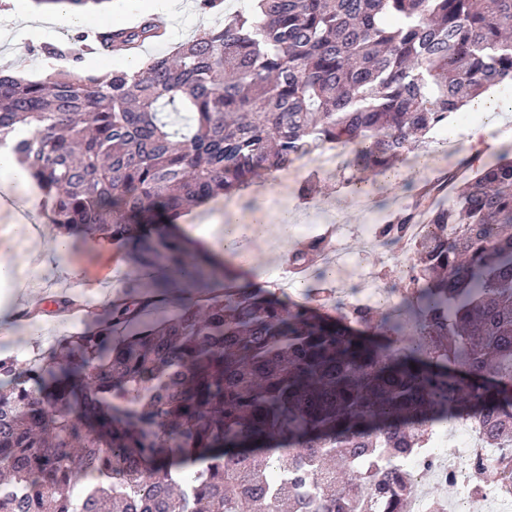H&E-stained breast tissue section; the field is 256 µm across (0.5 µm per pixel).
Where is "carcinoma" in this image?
<instances>
[{
	"label": "carcinoma",
	"mask_w": 512,
	"mask_h": 512,
	"mask_svg": "<svg viewBox=\"0 0 512 512\" xmlns=\"http://www.w3.org/2000/svg\"><path fill=\"white\" fill-rule=\"evenodd\" d=\"M250 11L134 75L0 76V143L60 236L133 248L224 292L136 312V283L25 368L0 357V512H397L390 463L458 418L512 454V159L484 163L444 202L423 188L375 228L384 246L425 210L405 310L316 294L283 304L237 284L190 239L156 227L191 204L334 145L357 180L512 82V0H252ZM159 37L144 21L108 49ZM178 102L187 130L159 118ZM317 236L290 261L318 273Z\"/></svg>",
	"instance_id": "obj_1"
}]
</instances>
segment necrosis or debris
Wrapping results in <instances>:
<instances>
[{"instance_id":"1","label":"necrosis or debris","mask_w":512,"mask_h":512,"mask_svg":"<svg viewBox=\"0 0 512 512\" xmlns=\"http://www.w3.org/2000/svg\"><path fill=\"white\" fill-rule=\"evenodd\" d=\"M497 449L483 442L479 423L465 419L437 431L423 455H407L394 464L410 478L413 489L401 512H438L429 485L455 486L447 512H512V473L501 468Z\"/></svg>"}]
</instances>
